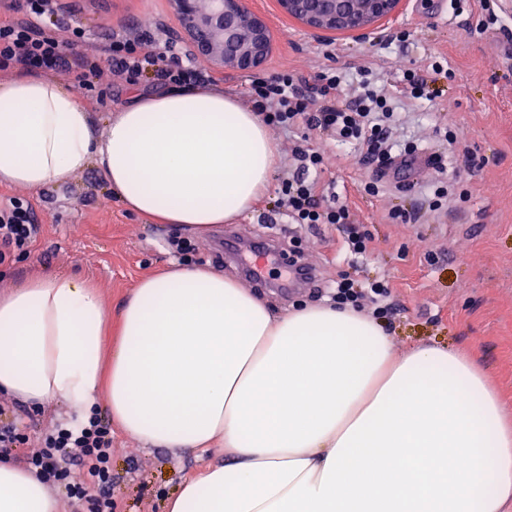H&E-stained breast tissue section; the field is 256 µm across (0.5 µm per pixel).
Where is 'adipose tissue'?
<instances>
[{"label":"adipose tissue","instance_id":"adipose-tissue-1","mask_svg":"<svg viewBox=\"0 0 512 512\" xmlns=\"http://www.w3.org/2000/svg\"><path fill=\"white\" fill-rule=\"evenodd\" d=\"M98 167L130 213L205 236L271 184L257 110L220 89L131 88L97 136L76 93L38 74L0 82V185L33 192ZM67 273L0 293V391L61 401L149 446L207 452L167 512H512V426L473 355H395L349 307L276 313L213 269L141 279L116 319ZM0 512H58L35 473L0 460Z\"/></svg>","mask_w":512,"mask_h":512}]
</instances>
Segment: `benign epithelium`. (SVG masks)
I'll use <instances>...</instances> for the list:
<instances>
[{
  "label": "benign epithelium",
  "mask_w": 512,
  "mask_h": 512,
  "mask_svg": "<svg viewBox=\"0 0 512 512\" xmlns=\"http://www.w3.org/2000/svg\"><path fill=\"white\" fill-rule=\"evenodd\" d=\"M180 39L206 63L212 75L260 69L272 50L269 18L247 0H169ZM282 15L319 35L367 34L399 9L400 0H277Z\"/></svg>",
  "instance_id": "obj_1"
}]
</instances>
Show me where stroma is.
<instances>
[{"label": "stroma", "instance_id": "1", "mask_svg": "<svg viewBox=\"0 0 512 512\" xmlns=\"http://www.w3.org/2000/svg\"><path fill=\"white\" fill-rule=\"evenodd\" d=\"M495 2L503 20L486 26L480 0H448L443 7L438 0H404L399 12L368 36H336V55L328 58L320 50L322 37L281 16L276 0H261L259 9L275 33L261 75L290 70L311 76L332 67L351 72L367 67L392 87L405 69L424 68L433 58L447 62L452 73L432 100L418 107L402 102L392 137L439 151L445 127L455 129L459 145L446 150L444 175L461 179L469 191L466 202L452 199L442 213L430 211L423 197L437 176L433 170L421 176L416 190L387 186L367 195L362 186L371 173L357 149L319 141L331 157L340 201L372 236L370 255L356 267L337 259L341 236L335 228L272 223L270 204L278 185L236 223L202 237L126 212L101 171L91 167L67 185L41 193L0 186V199L28 202L41 219L38 239L0 263V292L38 272L64 271L91 280L114 311L141 278L179 263L169 245L172 237L190 240L196 259L235 279L240 273L224 259L225 236L274 237L285 248L297 243L305 259L323 267L326 280L347 271L358 279L387 281L397 310L383 324L396 353L417 344L468 348L512 407V5ZM70 17L98 43L125 27L161 43L179 28L168 0H82ZM400 27L409 30V41L381 48L380 38ZM400 208L414 212L416 223H392L390 211ZM0 402L8 406L0 422L22 419L34 443L45 428L78 421L76 411L56 403L34 411L2 393ZM202 464L195 455L176 459L113 429L116 512H166L168 497Z\"/></svg>", "mask_w": 512, "mask_h": 512}]
</instances>
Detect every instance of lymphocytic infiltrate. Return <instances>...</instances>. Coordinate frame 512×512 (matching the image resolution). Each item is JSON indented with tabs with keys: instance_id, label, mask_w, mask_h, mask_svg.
Masks as SVG:
<instances>
[{
	"instance_id": "f902f5d3",
	"label": "lymphocytic infiltrate",
	"mask_w": 512,
	"mask_h": 512,
	"mask_svg": "<svg viewBox=\"0 0 512 512\" xmlns=\"http://www.w3.org/2000/svg\"><path fill=\"white\" fill-rule=\"evenodd\" d=\"M51 10V0H27L21 17L0 25V71L59 70L82 91L91 90V78L104 64L113 81L128 85L147 76L164 84L210 80L205 71L185 64L171 42L148 51L142 35L116 31L99 47L80 26L59 21L43 27L41 20ZM343 81V73L332 68L310 78L288 71L252 80L248 96L267 125L301 135L291 149L294 170L281 180L275 214L292 224L336 225L346 255L356 259L368 251L371 237L352 223L347 205L338 203L324 181L328 161L310 135L357 143L364 165L384 166L396 156L394 96L375 85L363 69L355 96L344 100ZM32 214L20 199L0 201V262L38 237L41 226ZM328 297L378 319L395 310L392 292L382 280L361 281L342 274L332 282ZM28 443L22 427L0 425V455L14 456L45 482L64 485L75 512H114L112 430L107 422L93 416L75 427L46 431L36 449H29Z\"/></svg>"
}]
</instances>
